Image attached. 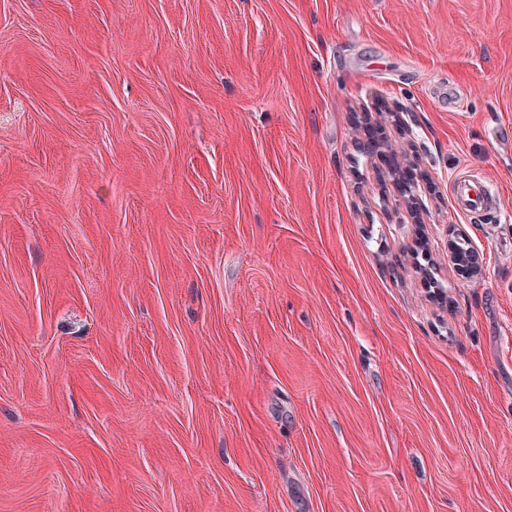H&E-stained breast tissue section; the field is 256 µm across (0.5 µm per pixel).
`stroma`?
Instances as JSON below:
<instances>
[{"label": "stroma", "mask_w": 512, "mask_h": 512, "mask_svg": "<svg viewBox=\"0 0 512 512\" xmlns=\"http://www.w3.org/2000/svg\"><path fill=\"white\" fill-rule=\"evenodd\" d=\"M0 512H512V0H0ZM451 203L460 213L474 218L484 212L500 208V197L485 179L459 174L451 189Z\"/></svg>", "instance_id": "35a3bbf8"}]
</instances>
